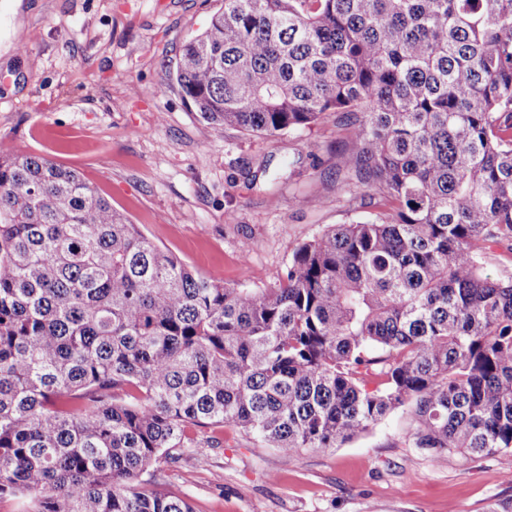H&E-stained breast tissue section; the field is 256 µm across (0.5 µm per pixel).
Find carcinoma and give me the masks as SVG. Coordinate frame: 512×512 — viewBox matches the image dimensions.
<instances>
[{"mask_svg":"<svg viewBox=\"0 0 512 512\" xmlns=\"http://www.w3.org/2000/svg\"><path fill=\"white\" fill-rule=\"evenodd\" d=\"M168 80L217 132L341 113L380 207L236 288L0 150V499L193 512L163 481L199 428L291 458L405 405L434 458L512 452V0H222Z\"/></svg>","mask_w":512,"mask_h":512,"instance_id":"1","label":"carcinoma"}]
</instances>
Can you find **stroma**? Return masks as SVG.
Listing matches in <instances>:
<instances>
[{
  "mask_svg": "<svg viewBox=\"0 0 512 512\" xmlns=\"http://www.w3.org/2000/svg\"><path fill=\"white\" fill-rule=\"evenodd\" d=\"M221 0H0V143L75 170L144 235L237 288L272 283L299 242L371 213L342 188L341 115L292 135L217 132L175 84L181 45ZM249 243V255L240 246ZM401 407L328 450L285 458L249 435L166 472L194 512H488L512 499V453L437 460L411 447Z\"/></svg>",
  "mask_w": 512,
  "mask_h": 512,
  "instance_id": "35a3bbf8",
  "label": "stroma"
}]
</instances>
